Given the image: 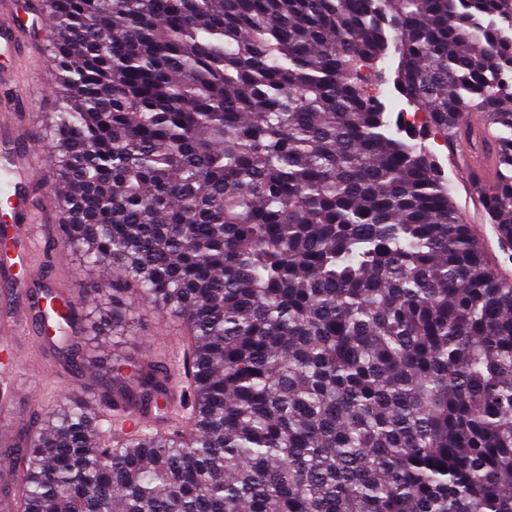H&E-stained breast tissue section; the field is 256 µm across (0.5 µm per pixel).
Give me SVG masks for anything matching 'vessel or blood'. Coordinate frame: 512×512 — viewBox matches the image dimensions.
Here are the masks:
<instances>
[{"label":"vessel or blood","mask_w":512,"mask_h":512,"mask_svg":"<svg viewBox=\"0 0 512 512\" xmlns=\"http://www.w3.org/2000/svg\"><path fill=\"white\" fill-rule=\"evenodd\" d=\"M45 159L33 146H24L10 129V123L0 117V177L5 184L0 187V223L7 229L6 241L0 242V265L5 270L19 273L14 287L26 295V307L0 322V392H6L11 383L5 379L8 370H17L26 361L14 346V339L30 338L34 351H44L50 337L70 336L74 330L60 314L58 307L64 302L63 295L48 286L26 279L43 248L39 238L31 233L29 184L43 170ZM166 370V395L160 409L113 412L112 430L122 436H139L156 427L161 421L179 424L184 420L182 407L183 352L174 347L164 361Z\"/></svg>","instance_id":"1"}]
</instances>
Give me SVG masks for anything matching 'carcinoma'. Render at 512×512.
Returning a JSON list of instances; mask_svg holds the SVG:
<instances>
[{
    "instance_id": "obj_1",
    "label": "carcinoma",
    "mask_w": 512,
    "mask_h": 512,
    "mask_svg": "<svg viewBox=\"0 0 512 512\" xmlns=\"http://www.w3.org/2000/svg\"><path fill=\"white\" fill-rule=\"evenodd\" d=\"M41 7L44 183L97 330L70 355L168 314L192 413L107 446L66 394L0 448L9 512H512V281L367 92L396 61L422 128L492 161L511 247L512 0ZM107 378L116 407L162 403L126 354Z\"/></svg>"
}]
</instances>
